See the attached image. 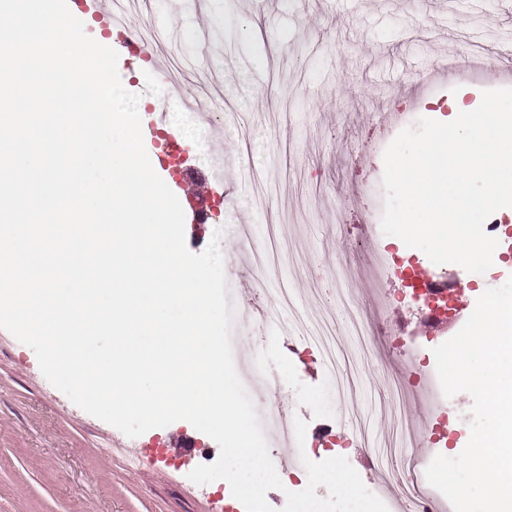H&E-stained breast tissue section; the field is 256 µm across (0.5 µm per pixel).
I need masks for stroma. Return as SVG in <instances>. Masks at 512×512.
Segmentation results:
<instances>
[{"label": "stroma", "instance_id": "obj_1", "mask_svg": "<svg viewBox=\"0 0 512 512\" xmlns=\"http://www.w3.org/2000/svg\"><path fill=\"white\" fill-rule=\"evenodd\" d=\"M80 2L67 0L70 12L88 36L118 52L122 84L139 94V113L161 111L171 96L169 74L182 96L224 102L222 118L207 125L224 147L223 175L203 172L193 130L178 114L165 115L144 146L157 163L169 142L183 145L185 162L180 171L165 169L166 184L193 192L185 209L224 210L227 301L251 314L250 325L232 329L234 361L259 416L279 405L303 418L309 457L322 460L324 426L340 404L318 353L292 327L313 324L324 308L336 319L340 368H354L362 382L355 406L371 431H392L404 411L421 418L425 438L446 431L464 440L471 396L448 398L443 421L423 417L422 397L396 383L403 365L388 345L407 338L434 364V348L473 312L477 289L512 276V249L478 274L371 234L383 210L384 162L381 149L364 146L375 140L382 148L422 117L445 121L453 88L481 98L487 85L479 80L425 81L462 48L502 69L500 87L512 88L496 47L500 31L512 30V0H275L264 14L250 0H205L198 13L192 0H136L138 27L160 29L168 46L163 73L150 50L125 46ZM243 15L256 24L247 38L238 25ZM381 246L466 289L453 319L420 318L401 279L366 274ZM280 288L293 291L294 303L270 309L269 295ZM341 288L376 332L374 362L356 347L336 300ZM261 370L280 373L281 385L253 388L252 374ZM214 445L183 420L127 437L73 404L43 376L32 348L0 329V512H227L234 497L226 481L200 486L188 477L200 448Z\"/></svg>", "mask_w": 512, "mask_h": 512}]
</instances>
